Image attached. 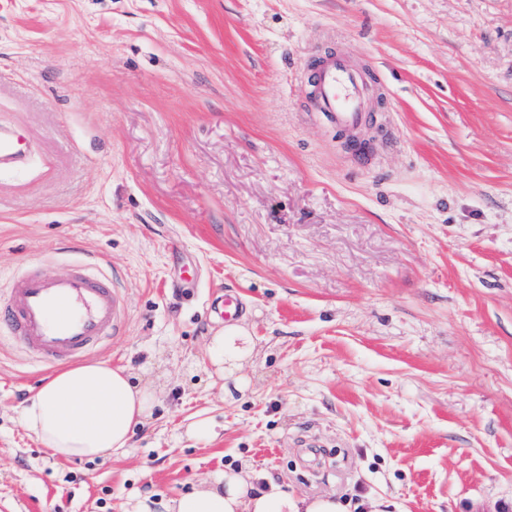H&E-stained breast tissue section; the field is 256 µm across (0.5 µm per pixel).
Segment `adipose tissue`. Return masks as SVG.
<instances>
[{
	"label": "adipose tissue",
	"mask_w": 512,
	"mask_h": 512,
	"mask_svg": "<svg viewBox=\"0 0 512 512\" xmlns=\"http://www.w3.org/2000/svg\"><path fill=\"white\" fill-rule=\"evenodd\" d=\"M254 353L245 326L224 325L208 344V360L224 378H233ZM157 402L155 390L139 385L133 373L97 362L57 372L45 380L25 407L27 432L53 455L95 459L126 452L136 426L145 424ZM167 512H348L332 494L289 492L274 479L259 480L242 468L213 474L193 492L174 499Z\"/></svg>",
	"instance_id": "adipose-tissue-1"
}]
</instances>
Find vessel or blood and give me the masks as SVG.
Masks as SVG:
<instances>
[{"label": "vessel or blood", "instance_id": "1", "mask_svg": "<svg viewBox=\"0 0 512 512\" xmlns=\"http://www.w3.org/2000/svg\"><path fill=\"white\" fill-rule=\"evenodd\" d=\"M320 112L341 130L365 119L363 87L346 58H329L307 76ZM25 139L20 132L0 133V162L21 159ZM224 322L233 323L242 314L237 293L225 290L211 302ZM127 310L115 278L83 263L66 275L52 273L46 263L11 278L0 299V333L36 353L42 366L82 360L89 349L108 338L121 336Z\"/></svg>", "mask_w": 512, "mask_h": 512}]
</instances>
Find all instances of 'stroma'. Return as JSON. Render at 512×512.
<instances>
[{"mask_svg": "<svg viewBox=\"0 0 512 512\" xmlns=\"http://www.w3.org/2000/svg\"><path fill=\"white\" fill-rule=\"evenodd\" d=\"M346 55L359 162L310 98ZM0 278L103 257L159 402L125 456L52 457L0 342V512H156L242 465L363 512H512V0H0ZM236 288L235 390L206 350ZM210 419L215 437L189 435ZM25 147L24 136L17 131L0 133V161L8 164L21 159Z\"/></svg>", "mask_w": 512, "mask_h": 512, "instance_id": "35a3bbf8", "label": "stroma"}]
</instances>
